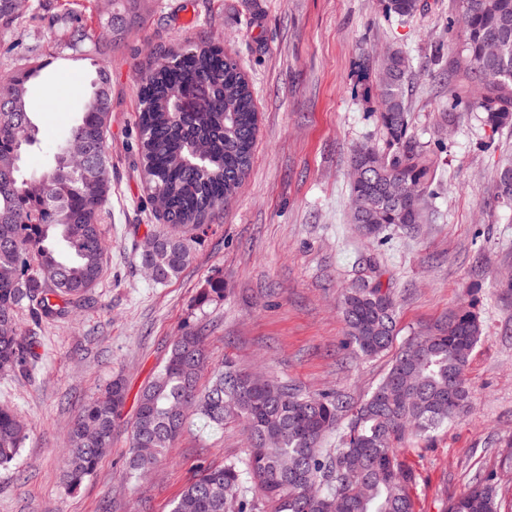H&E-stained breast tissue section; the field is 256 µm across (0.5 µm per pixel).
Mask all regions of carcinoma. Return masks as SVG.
Here are the masks:
<instances>
[{"mask_svg": "<svg viewBox=\"0 0 512 512\" xmlns=\"http://www.w3.org/2000/svg\"><path fill=\"white\" fill-rule=\"evenodd\" d=\"M150 0H121L101 28L110 46H97L95 31L73 13L54 15L59 45L78 52L86 44L99 57L97 77L69 136L87 143L85 157L71 164L57 155L41 176L23 175L22 155L37 140L28 112L24 79L43 63L0 76V373L34 382L42 357L36 340L19 330L27 316L34 326L68 319L99 281L104 264L102 226L112 223L105 205L112 195L107 135L112 124L108 58L141 6ZM448 17L455 78L448 88V114L460 106L482 113L496 131L512 125V0H453ZM51 6L32 0H0V30L36 31ZM418 0H387L399 17L417 13ZM377 66L379 112L388 150L368 145L353 151L352 164L367 177L351 183L352 222L379 228L420 224L424 197L435 178L433 154L410 132L405 86L412 61L388 49ZM200 93L204 104L182 112L179 101ZM257 134V110L239 63L205 38L178 50L155 52V65L139 89L136 155L149 196L163 205L170 230L151 234L140 263L155 283L177 277L193 257L197 231L234 196L248 174ZM498 198L512 201V162L500 169ZM224 298V280L211 279L198 302ZM341 310L346 345L363 356L391 348L396 307L378 281L344 290ZM481 336L479 317L462 306L433 332L402 347L375 389L360 402L340 391L305 395L293 386L268 380L255 386L230 362L199 388L206 363L203 330L184 326L168 356L137 398L130 427L126 468L144 477L172 447L187 423L184 408L221 426L224 416L239 418L249 453L243 460L200 469L176 498L170 512H253L245 483L271 504V512H413L409 486L414 474L400 459L397 443L405 435L426 436L457 419L469 403L462 378ZM126 402L116 377L105 395L84 404L75 418L64 460V483L76 491L92 477L112 449L115 419ZM349 417L334 448L327 435ZM28 435L24 419L0 407V468L13 465ZM447 512H501L491 476L474 479L448 502Z\"/></svg>", "mask_w": 512, "mask_h": 512, "instance_id": "cac0c4a2", "label": "carcinoma"}]
</instances>
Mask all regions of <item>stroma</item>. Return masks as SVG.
<instances>
[{
	"mask_svg": "<svg viewBox=\"0 0 512 512\" xmlns=\"http://www.w3.org/2000/svg\"><path fill=\"white\" fill-rule=\"evenodd\" d=\"M420 5L403 20L387 14L386 0H156L154 12L113 49L112 221L103 227V274L72 320L44 327L35 385L0 373V405L29 422L19 460L0 469V512H170L200 468L246 458L239 419L216 426L193 414L145 478L125 475L138 394L187 324L207 335L200 386L229 359L305 394L339 389L352 401L366 398L392 356L367 358L345 347L339 301L364 278L370 257L396 304L394 350L462 305H474L483 328L465 369L470 411L400 444L415 477L414 512H445L475 475L489 473L497 476L501 512H512V470L502 468L500 456L512 439V204L497 198L498 163L512 159V126L494 131L480 113L449 112L451 0ZM200 37L212 38L246 71L259 131L239 192L210 216L192 262L159 285L138 258L162 221L134 166L139 80L154 47L176 49ZM388 48L412 60L411 129L434 152L436 177L424 223L388 228L370 241L349 220L351 157L361 145L387 148L377 71L368 61ZM36 52L49 67L30 90L39 145L24 158L27 175L51 167L82 110L79 90L94 76L85 52L56 65L50 25L42 26ZM212 278L223 279V300L198 304ZM116 377L126 402L112 452L68 492V428Z\"/></svg>",
	"mask_w": 512,
	"mask_h": 512,
	"instance_id": "1",
	"label": "stroma"
}]
</instances>
